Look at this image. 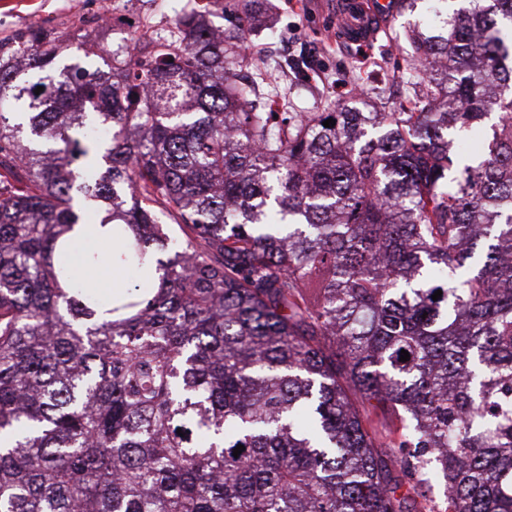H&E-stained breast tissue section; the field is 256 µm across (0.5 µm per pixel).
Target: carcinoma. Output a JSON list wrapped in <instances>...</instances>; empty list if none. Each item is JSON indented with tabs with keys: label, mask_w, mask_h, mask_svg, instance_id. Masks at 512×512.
I'll list each match as a JSON object with an SVG mask.
<instances>
[{
	"label": "carcinoma",
	"mask_w": 512,
	"mask_h": 512,
	"mask_svg": "<svg viewBox=\"0 0 512 512\" xmlns=\"http://www.w3.org/2000/svg\"><path fill=\"white\" fill-rule=\"evenodd\" d=\"M254 2L123 83L0 40V512H512V0L410 37L403 112L266 111Z\"/></svg>",
	"instance_id": "cac0c4a2"
}]
</instances>
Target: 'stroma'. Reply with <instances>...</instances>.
<instances>
[{"label":"stroma","instance_id":"stroma-1","mask_svg":"<svg viewBox=\"0 0 512 512\" xmlns=\"http://www.w3.org/2000/svg\"><path fill=\"white\" fill-rule=\"evenodd\" d=\"M99 0H7L0 4V39H14L36 25L60 30L77 18L87 25L82 38L69 41L61 63L108 71L112 60L107 38L96 23ZM184 0H112L114 7L134 9L140 14V26L157 31L178 18ZM332 0H257L255 13L275 31V39L251 38L255 56L274 67L271 85L287 95L291 106L302 112H318L340 91L346 76L351 51L335 42L336 14ZM426 0H419L414 11L397 14L383 27L370 47V56L379 66L399 76L403 92H411V78L403 77L399 65L407 47L405 35L415 28L432 25Z\"/></svg>","mask_w":512,"mask_h":512}]
</instances>
